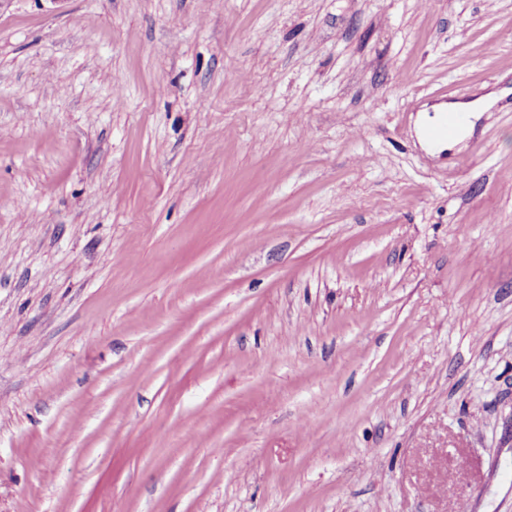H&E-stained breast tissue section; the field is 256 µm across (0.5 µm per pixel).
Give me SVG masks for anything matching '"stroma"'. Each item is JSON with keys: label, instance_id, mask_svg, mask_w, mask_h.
I'll return each mask as SVG.
<instances>
[{"label": "stroma", "instance_id": "stroma-1", "mask_svg": "<svg viewBox=\"0 0 512 512\" xmlns=\"http://www.w3.org/2000/svg\"><path fill=\"white\" fill-rule=\"evenodd\" d=\"M0 512H512V0H0Z\"/></svg>", "mask_w": 512, "mask_h": 512}]
</instances>
